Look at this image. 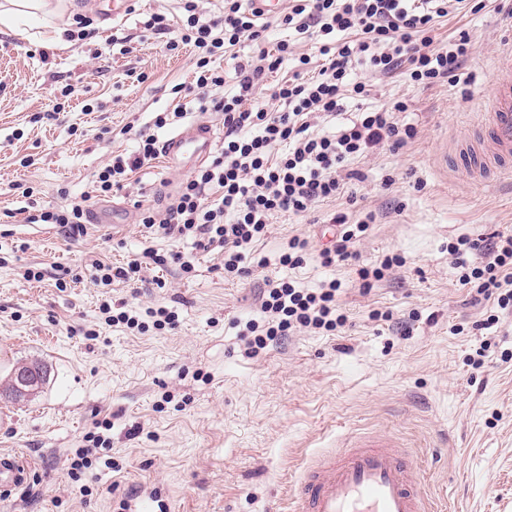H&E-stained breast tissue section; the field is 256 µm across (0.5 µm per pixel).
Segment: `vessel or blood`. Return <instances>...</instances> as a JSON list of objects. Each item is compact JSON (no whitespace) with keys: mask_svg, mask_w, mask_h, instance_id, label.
Wrapping results in <instances>:
<instances>
[{"mask_svg":"<svg viewBox=\"0 0 512 512\" xmlns=\"http://www.w3.org/2000/svg\"><path fill=\"white\" fill-rule=\"evenodd\" d=\"M493 92L480 125L485 137L479 153L461 158L473 172L512 178V50L501 55L492 72ZM215 135L206 122L189 123L161 146L167 167L199 164L213 151ZM28 471L17 457L0 456V491L20 486ZM293 512H437L414 475L412 461L385 435L352 434L335 450L306 468L293 501Z\"/></svg>","mask_w":512,"mask_h":512,"instance_id":"1","label":"vessel or blood"}]
</instances>
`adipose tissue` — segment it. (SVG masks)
I'll use <instances>...</instances> for the list:
<instances>
[{
	"instance_id": "ef3b65f1",
	"label": "adipose tissue",
	"mask_w": 512,
	"mask_h": 512,
	"mask_svg": "<svg viewBox=\"0 0 512 512\" xmlns=\"http://www.w3.org/2000/svg\"><path fill=\"white\" fill-rule=\"evenodd\" d=\"M76 6L73 0H0V29L24 36L29 20H40L51 39L59 38Z\"/></svg>"
}]
</instances>
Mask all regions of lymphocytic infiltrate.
I'll list each match as a JSON object with an SVG mask.
<instances>
[{"label":"lymphocytic infiltrate","instance_id":"f902f5d3","mask_svg":"<svg viewBox=\"0 0 512 512\" xmlns=\"http://www.w3.org/2000/svg\"><path fill=\"white\" fill-rule=\"evenodd\" d=\"M459 0H291L281 24L297 33L319 37L322 63L317 74L294 72L291 78L270 85L273 108L251 106L250 101L267 74L279 69L290 49L278 43L275 51L262 48L263 28L255 23L243 0H224V12L207 15L196 0H186L187 23L176 37H169L163 15L150 17V30L168 35L169 49L193 46L198 51L196 75L186 92L199 111L224 115V140L212 163L182 183L174 201L159 212L144 208L138 222L147 233L171 239L192 240L195 248L221 249L224 274L235 279L253 275L265 264L255 245L268 231L276 214L308 217L314 207L336 199L346 181L360 179L351 161L386 145L399 150L417 135L414 127L399 120L407 111L403 100L383 107L360 109L354 119L335 133L318 132L348 108V100L367 97L365 84L355 83V65H365L382 77L402 75L426 87L469 84L473 75L465 63L471 38L460 32L441 43L434 36L438 19L448 16ZM245 41L257 45L255 56L237 62V84L224 91V76L212 68L217 50L231 52ZM159 155L155 135H137L132 155L117 154L96 176L101 194L122 190L128 176L151 164ZM88 196L70 200L28 215L31 224H54L64 233L84 235L90 217ZM336 225L331 246L320 250L322 266L356 260L353 246L375 221L373 213L358 219L347 213H330ZM448 252L461 285L484 299H496L500 309L512 307V236L492 234L462 238ZM178 264L183 272L193 265L181 252L161 254L147 248L141 256L114 266L101 260L91 263L95 280L103 286L142 280L148 266ZM340 285L329 281L317 290L290 282L269 284L259 297V317L245 322L241 332L244 352L257 356L282 337L298 330L333 332L347 321L336 303Z\"/></svg>","mask_w":512,"mask_h":512}]
</instances>
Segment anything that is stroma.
Masks as SVG:
<instances>
[{
  "label": "stroma",
  "instance_id": "obj_1",
  "mask_svg": "<svg viewBox=\"0 0 512 512\" xmlns=\"http://www.w3.org/2000/svg\"><path fill=\"white\" fill-rule=\"evenodd\" d=\"M77 2L63 46L38 32L0 34V455L29 465L26 484L0 495V512H125L139 487L157 491L170 512H290L306 465L352 431L402 442L447 512H512V310L485 328L496 305L473 301L448 253L461 237L512 235V180L453 164L491 94L498 55L512 47V17L500 0H463L436 24L443 41L469 33L471 86L425 88L354 69L353 80L371 87L368 106L406 100L400 119L417 130L400 150L384 146L352 161L363 180L317 207L322 215L377 212L354 245L358 261L321 266L326 226L278 215L257 245L266 266L242 279L225 278L216 252L137 224L134 201L164 209L184 179L163 159L110 197L92 194L112 156L136 149L123 127L166 139L155 114L183 106L186 122L206 120L224 137L222 114L199 112L172 92L193 80V48L168 50L166 36L145 27L154 14L185 23L183 0H134L115 19L113 0ZM283 40L291 53L268 75L271 84L316 54L314 41L270 20L265 48ZM81 194L95 207L121 206L124 229L91 224L69 239L57 226L26 223V212ZM295 235L313 254L293 269L282 264L280 244ZM148 247L193 256V272L153 267L136 284H95L90 257L120 266ZM396 253L404 266L362 292L357 266ZM29 267L43 278H25ZM268 280L309 289L339 282L346 326L297 333L246 356L238 325L257 317ZM106 302L162 306L178 319L131 332L105 324ZM375 310L391 320H372ZM412 314L414 329L402 335L399 324ZM34 361L47 369L40 392L7 398L15 369ZM98 421L112 424L101 432L108 446L72 481L68 460Z\"/></svg>",
  "mask_w": 512,
  "mask_h": 512
}]
</instances>
